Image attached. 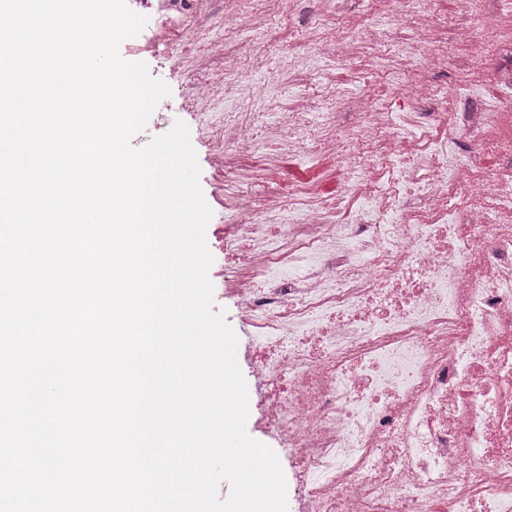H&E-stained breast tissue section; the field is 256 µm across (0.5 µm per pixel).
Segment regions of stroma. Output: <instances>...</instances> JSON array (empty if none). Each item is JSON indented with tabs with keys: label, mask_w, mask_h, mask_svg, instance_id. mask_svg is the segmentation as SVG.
<instances>
[{
	"label": "stroma",
	"mask_w": 512,
	"mask_h": 512,
	"mask_svg": "<svg viewBox=\"0 0 512 512\" xmlns=\"http://www.w3.org/2000/svg\"><path fill=\"white\" fill-rule=\"evenodd\" d=\"M126 3L132 12L147 16L148 22L138 35L121 43V57L131 63H145L151 76L164 81L171 89L170 96L159 103L145 129L134 136L132 144L144 147L153 137L167 133L178 121L189 128L201 169L200 186L212 211L206 228V242L213 257L208 275L214 287L215 307L223 311L226 322L243 338L237 361L248 387L246 431L255 440L274 449L285 476H292L289 453L279 447L260 424L261 394L255 389L254 373L258 342L225 291V279L237 260V247L224 236V166L212 150L224 122V106L216 104L204 114L193 102L198 85L224 77L223 72L209 65L210 59L224 50V0H211V9L205 16L198 15L191 0H186L178 23L169 28L167 38L162 41L155 37L157 17L151 0H126ZM253 164L259 171L255 191L260 197L272 192L284 178L296 180L304 195L315 198L332 193L338 183L335 166L314 154L298 160L273 162L268 151L263 150L254 158Z\"/></svg>",
	"instance_id": "stroma-1"
}]
</instances>
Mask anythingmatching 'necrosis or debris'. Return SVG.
Listing matches in <instances>:
<instances>
[{"instance_id":"4bbe7bcc","label":"necrosis or debris","mask_w":512,"mask_h":512,"mask_svg":"<svg viewBox=\"0 0 512 512\" xmlns=\"http://www.w3.org/2000/svg\"><path fill=\"white\" fill-rule=\"evenodd\" d=\"M303 2L224 0V79L196 101L224 105L227 291L263 423L304 512H512V0ZM276 57L295 83L271 113ZM377 71L389 97L360 85ZM263 129L274 158L335 162V193L258 199Z\"/></svg>"}]
</instances>
